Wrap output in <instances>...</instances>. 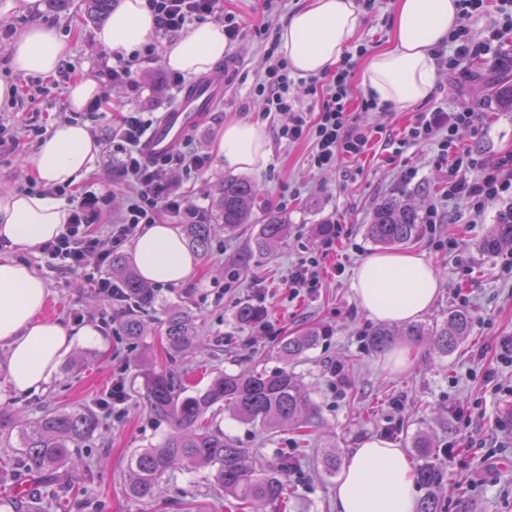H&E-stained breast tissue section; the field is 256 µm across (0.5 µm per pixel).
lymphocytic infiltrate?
Instances as JSON below:
<instances>
[{
  "mask_svg": "<svg viewBox=\"0 0 512 512\" xmlns=\"http://www.w3.org/2000/svg\"><path fill=\"white\" fill-rule=\"evenodd\" d=\"M147 4L155 17V36L159 39L209 17L223 19L228 40H236L241 32L240 23L234 16L224 13L220 0H147ZM459 4L462 25L435 51L440 65L451 72L461 70L463 64L473 58H496L506 36L512 35V0H459ZM474 17L488 21L484 38H473L466 25L467 20ZM370 50L369 43L358 44L355 52L346 54L332 75L310 77L309 91L319 100L314 110L296 105L290 95L293 80L286 60L268 53L265 73L253 88L260 101L259 110L265 117L275 112L287 113L288 122L277 129L276 138L289 145L311 141L310 167L332 168L341 158H356L366 152L372 132L352 124L350 102L356 64ZM88 114L95 126L104 130L111 171L126 184L129 195L115 221L109 225L106 236L102 237L88 230L98 197L94 191H85L72 205L70 220L62 233L43 244L40 252L51 266L81 272L100 294L120 307L127 297L112 277L113 252L133 240L142 226L156 223L163 213L185 224L202 223L203 211L183 208L182 194L171 181L169 171L175 167L186 175H196L209 166L211 158L187 144L165 158L148 159L140 145L152 123L144 119L142 111L130 109L122 115L121 125L116 129L112 128L100 104L91 105ZM482 123L480 105L455 112L437 105L415 113L395 150L400 156L408 147L437 143L439 158L448 167L446 197L463 202L469 212L477 216L484 214L488 202L512 194V157L480 180L469 178L470 173L479 168L480 161L473 152L462 148L461 142L464 136L477 134ZM350 236L348 225H332L321 240L319 256L302 259L295 266L288 280L289 290L297 295L310 294L320 288L323 257L335 252L337 244Z\"/></svg>",
  "mask_w": 512,
  "mask_h": 512,
  "instance_id": "f902f5d3",
  "label": "lymphocytic infiltrate"
}]
</instances>
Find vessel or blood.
Segmentation results:
<instances>
[{
  "mask_svg": "<svg viewBox=\"0 0 512 512\" xmlns=\"http://www.w3.org/2000/svg\"><path fill=\"white\" fill-rule=\"evenodd\" d=\"M225 83L216 78L195 82L163 113L160 121L142 142L143 153L151 158L173 153L184 140L187 132L197 126L223 98Z\"/></svg>",
  "mask_w": 512,
  "mask_h": 512,
  "instance_id": "b4317fda",
  "label": "vessel or blood"
}]
</instances>
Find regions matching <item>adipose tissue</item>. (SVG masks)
<instances>
[{
	"mask_svg": "<svg viewBox=\"0 0 512 512\" xmlns=\"http://www.w3.org/2000/svg\"><path fill=\"white\" fill-rule=\"evenodd\" d=\"M457 0H396L387 47L371 52L362 85L378 105L409 109L430 98L437 85L433 50L458 24ZM362 24L355 0H307L277 33L278 51L294 73L318 76L334 70ZM154 17L146 0H120L94 40L110 58L131 59L152 38ZM229 49L222 25L204 22L165 43L164 65L186 76L206 73ZM71 52L56 28L36 24L12 44L10 68L28 77L55 76ZM215 151L226 168L254 171L270 160L263 124L229 118ZM100 145L87 125L53 123L41 137L31 174L44 185L73 187L95 168ZM70 216L64 198L13 191L0 195V345L8 350V381L19 395L48 385L62 359L75 347H104L102 332L90 325L48 318L45 279L25 255L59 235ZM132 254L141 276L157 285H177L195 272L197 260L170 224L148 225L134 240ZM439 287L438 277L419 253L374 252L358 268L352 288L373 320L403 323L424 313ZM417 478L404 451L375 438L351 449L335 491V512H415Z\"/></svg>",
	"mask_w": 512,
	"mask_h": 512,
	"instance_id": "1",
	"label": "adipose tissue"
}]
</instances>
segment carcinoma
I'll use <instances>...</instances> for the list:
<instances>
[{
    "instance_id": "1",
    "label": "carcinoma",
    "mask_w": 512,
    "mask_h": 512,
    "mask_svg": "<svg viewBox=\"0 0 512 512\" xmlns=\"http://www.w3.org/2000/svg\"><path fill=\"white\" fill-rule=\"evenodd\" d=\"M88 15L99 18L112 9V0H84ZM259 188L253 182L226 176L214 184L211 194L210 218L203 224H185L188 247L200 256H207L212 243V224L224 225L231 232L250 223L257 204ZM424 217L422 206L388 198L376 205L366 235L380 246L406 245L418 238ZM288 238V218L271 214L259 225L248 248L241 254L239 265L248 272L253 257L269 256ZM512 247V205L498 211L495 223L482 241V249L496 254ZM112 274L131 298L132 308L117 322L116 331L129 344H143L148 329L141 313L156 303L155 289L139 273L127 268L122 254H112ZM265 316V310L252 303L240 305L234 321L240 327L253 326ZM161 335L165 336L168 353L177 356L190 348L198 338V327L192 317L177 307L163 309ZM470 315L458 307L431 323H415L400 332L388 328L375 330L367 339L374 351L387 349L394 336H407L416 343L427 337L434 353L442 358L454 352L469 336ZM320 340L314 328L296 336L285 337L278 356L282 367L274 370H252L221 373L203 389L186 393L181 379L152 365H143L140 376L150 411L169 423V430L156 445L136 450L130 457L126 474V492L137 501H155L163 493L161 479L169 470L182 467L205 471L206 479L251 512L260 507L285 502L290 491L293 459L285 456L277 468L265 465L260 457L250 455L224 430L212 424L207 414L227 410L240 422L267 433L289 428L300 436L317 431L322 419L317 404L303 385L292 365L304 358ZM98 413L88 407L51 408L34 421L20 425V462L33 483L50 489L64 481L75 489L81 472L89 463L80 448L98 430ZM417 452L418 484L424 491L417 512H442L439 491L446 473L433 458L429 436L413 437ZM329 476L336 475L339 458L336 448L325 450L318 460Z\"/></svg>"
}]
</instances>
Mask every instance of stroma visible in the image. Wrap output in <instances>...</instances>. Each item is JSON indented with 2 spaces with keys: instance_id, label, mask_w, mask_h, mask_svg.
<instances>
[{
  "instance_id": "obj_1",
  "label": "stroma",
  "mask_w": 512,
  "mask_h": 512,
  "mask_svg": "<svg viewBox=\"0 0 512 512\" xmlns=\"http://www.w3.org/2000/svg\"><path fill=\"white\" fill-rule=\"evenodd\" d=\"M303 4L304 0H273L268 10L263 0H224L225 12L236 16L242 33L215 66L216 71H228L229 89L190 133L205 152L212 154L226 118L261 121L270 131L287 123L284 115L259 119L251 89L267 65L266 50L278 29ZM393 8L394 0H377L376 8L362 15L357 41L371 42L376 49L387 46ZM43 21L69 38L72 53L56 76L24 78L13 76L6 65L8 51L0 48V79L14 83L12 99L0 103V122L13 135L12 141L0 146V190H39V183L29 174L38 142L53 122L68 119L67 84L97 72L102 55L94 44L96 25L86 19L82 0H65L60 7L41 0L36 11L20 12L12 18L21 32ZM502 54L504 61L498 65L476 59L466 63L462 72H439L429 102L457 111L474 99L485 101L484 129L466 138L464 145L489 171L512 155V112L503 111L494 94L501 77H512V43L504 46ZM135 66L144 79L137 104L147 118L160 120L180 93L168 86V70L161 59L142 58ZM352 85L351 117L375 132L368 153L318 172L308 167L310 141L293 145L271 142L267 168L249 175L260 188L252 223L232 234L216 226L213 248L199 259L197 272L185 283L159 287L161 302L182 307L199 325V340L185 353L167 357L160 337L153 333L144 345L129 348L113 330L110 302L81 273L47 266L38 253L26 255V262L48 284L46 315L99 327L108 347L73 349L47 389L29 396L16 395L11 389L7 351L0 347V406L19 412L26 421L53 406L95 409L118 375L125 379L127 396L125 417L102 414L100 429L87 443L90 470L81 477L84 490L78 499L46 496L34 503L35 512H236L202 473L180 469L163 476L164 494L155 502L136 501L127 495L125 476L131 453L157 443L168 429L142 399L138 369L142 362H150L156 369L188 379L198 390L222 370L237 373L279 367L276 352L281 337L308 327L321 330L322 337L295 370L311 390L325 429L299 445L289 430L269 435L226 412L213 419L226 435L264 456L269 464H278L286 455L295 457V496L287 512H334L337 480L316 465L317 445L335 442L336 452L343 458L366 439L382 438L410 448L420 431L431 436L435 457L447 470L442 490L444 512H457L463 500L472 503L476 512H512V367L499 358L503 339L512 336V273L502 269L504 261H512V249L489 255L480 247L497 212L512 204V199L490 202L483 218L472 220L463 203L445 199V173L437 165L436 147L430 144L405 150L418 175L412 182L402 183L399 164L392 159L393 142L414 111H425L427 104H418L413 111L365 112L361 101L366 93L360 77H353ZM107 167V158H100L86 180L100 198L92 224L98 232L111 223L128 193L126 186L109 176ZM224 175L222 161L213 158L198 177L175 171L171 178L183 191L184 206L206 211L211 189ZM390 197L421 200L440 213L455 214L456 223L443 224L442 230L465 245L463 252L450 254L434 251L422 237L410 243V250L432 265L439 280L437 297L420 315V322H432L461 305L472 318L466 342L441 359L429 356L426 344L414 345L408 337H395V346L413 348L411 361L402 368L392 365L390 352L367 348L366 338L376 323L358 306L351 288L361 261L377 250L365 226L374 207ZM278 211L288 217L287 241L271 257L254 258L250 272H242L238 255L244 244L267 214ZM337 222L351 225L353 242L342 244L335 258L328 260V273L318 291L293 296L287 288L292 270L301 259L318 253L319 226ZM243 302L265 309L261 324L245 328L235 324L233 314ZM337 364L342 365L349 381L340 396L328 385L330 370ZM446 418L454 420V434L441 429L440 422ZM18 448L17 434L0 435V512H15L14 489L28 481L19 465Z\"/></svg>"
}]
</instances>
